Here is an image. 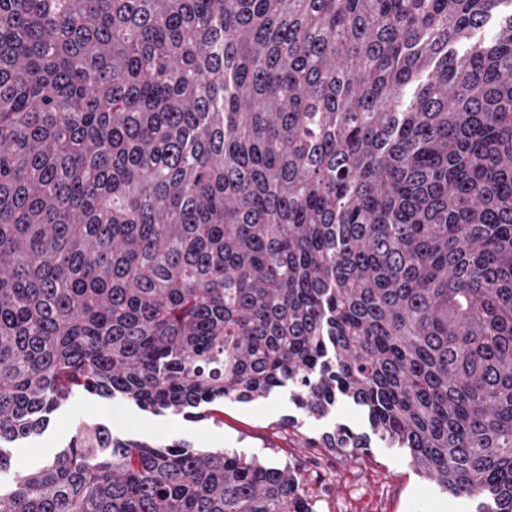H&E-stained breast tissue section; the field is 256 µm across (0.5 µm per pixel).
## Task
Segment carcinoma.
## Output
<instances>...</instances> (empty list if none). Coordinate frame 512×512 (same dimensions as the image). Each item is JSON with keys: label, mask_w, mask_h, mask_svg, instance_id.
Here are the masks:
<instances>
[{"label": "carcinoma", "mask_w": 512, "mask_h": 512, "mask_svg": "<svg viewBox=\"0 0 512 512\" xmlns=\"http://www.w3.org/2000/svg\"><path fill=\"white\" fill-rule=\"evenodd\" d=\"M288 387L512 512V0H0V471L77 394L193 418ZM315 505L290 463L100 422L0 491Z\"/></svg>", "instance_id": "1"}]
</instances>
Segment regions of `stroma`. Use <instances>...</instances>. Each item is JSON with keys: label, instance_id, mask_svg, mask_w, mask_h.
I'll use <instances>...</instances> for the list:
<instances>
[{"label": "stroma", "instance_id": "35a3bbf8", "mask_svg": "<svg viewBox=\"0 0 512 512\" xmlns=\"http://www.w3.org/2000/svg\"><path fill=\"white\" fill-rule=\"evenodd\" d=\"M97 421L144 441L184 439L196 448L255 455L270 465L296 464L317 512H477L476 499L441 491L419 475L405 450L388 447L379 438H372L367 453L356 461L319 447L321 437L340 424L357 433L369 432L366 413L340 399L327 416L314 418L297 406L289 388L253 402L204 406L202 418L196 421L154 415L131 403L77 396L61 408L42 435L10 448L13 467L0 471V489H8L17 472L52 458L80 423Z\"/></svg>", "mask_w": 512, "mask_h": 512}]
</instances>
